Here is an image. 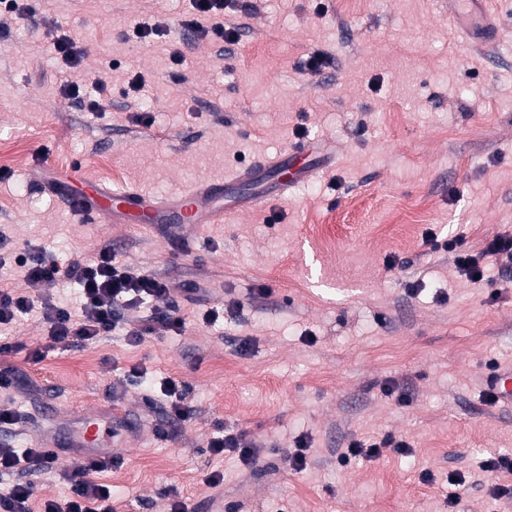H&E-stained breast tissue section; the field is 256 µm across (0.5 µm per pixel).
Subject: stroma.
<instances>
[{
  "label": "stroma",
  "instance_id": "35a3bbf8",
  "mask_svg": "<svg viewBox=\"0 0 512 512\" xmlns=\"http://www.w3.org/2000/svg\"><path fill=\"white\" fill-rule=\"evenodd\" d=\"M246 2L226 10L238 27L227 44L183 31L190 0H53L52 19L87 52L79 81L111 87L98 115L62 96L40 16L0 13V150L22 152L0 177V258L16 286L44 295L14 272L24 243L64 264L109 246L168 280L187 321L180 335L132 344L119 328L69 348L25 317L15 350L0 353L15 377L0 409L21 413L0 446L52 448L99 416L98 448L114 463L95 479L117 512H165L170 485L190 512H493L490 487L512 490V474L482 468L512 453V407L487 399L489 374L512 369V270L483 256V279L469 280L424 237L474 253L512 237V0H494L498 33L481 48L449 27L448 0H325L322 13L312 0ZM155 23L168 36L139 42L134 25ZM315 52L329 65L301 70ZM142 110L152 126L136 123ZM300 143L318 174L288 202L187 234L101 224L70 206L93 182L175 196ZM41 151L84 180L40 191L30 173ZM201 283L209 299L185 302ZM133 370L183 382L194 420L156 435L161 392L116 388ZM390 381L407 400L384 395ZM219 422L260 446L253 468L207 452ZM386 435L408 454L337 458L351 440ZM214 470L216 489L204 482Z\"/></svg>",
  "mask_w": 512,
  "mask_h": 512
}]
</instances>
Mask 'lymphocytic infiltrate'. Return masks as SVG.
<instances>
[{"instance_id": "obj_1", "label": "lymphocytic infiltrate", "mask_w": 512, "mask_h": 512, "mask_svg": "<svg viewBox=\"0 0 512 512\" xmlns=\"http://www.w3.org/2000/svg\"><path fill=\"white\" fill-rule=\"evenodd\" d=\"M192 12L182 22L184 29L201 37L225 43L235 42V25L224 24L225 0H192ZM53 47L62 65L57 81L65 96L86 95L90 110H100L109 88L105 81L93 84L85 93L75 80L84 51L71 35L54 30ZM25 279L46 289L66 283L76 290L75 305L55 303L45 298L41 304L18 291L8 275L0 274V333L11 334L24 315L39 311L47 329V338L64 347H78L111 335L123 318L124 310L137 308L144 300H166L171 288L166 280L133 269L121 252L102 248L90 258L59 264L55 256L41 246H27L17 259ZM210 455L237 457L252 467L260 450L246 432L221 429L207 443ZM111 457L82 458L71 467L57 466V456L46 448H0V478H9L6 493L0 495V512H33L31 504L36 486L29 474L60 472L70 485V495L62 502L44 501L42 512H114L112 489L93 480V473L108 469Z\"/></svg>"}]
</instances>
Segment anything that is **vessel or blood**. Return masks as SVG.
<instances>
[{"label":"vessel or blood","mask_w":512,"mask_h":512,"mask_svg":"<svg viewBox=\"0 0 512 512\" xmlns=\"http://www.w3.org/2000/svg\"><path fill=\"white\" fill-rule=\"evenodd\" d=\"M491 0H461L449 4L448 18L462 34L466 43H487L496 33L491 28ZM313 170L299 167L292 178L277 185L271 192L241 198L242 208L263 207L283 202L290 189L310 180ZM251 169L237 171L221 183H197L177 198L169 199L143 193L135 187H98L84 197L72 198L71 204L79 214L105 224H128L138 220L148 224L171 222L188 228L196 224H220L224 221V193L252 181Z\"/></svg>","instance_id":"b4317fda"}]
</instances>
